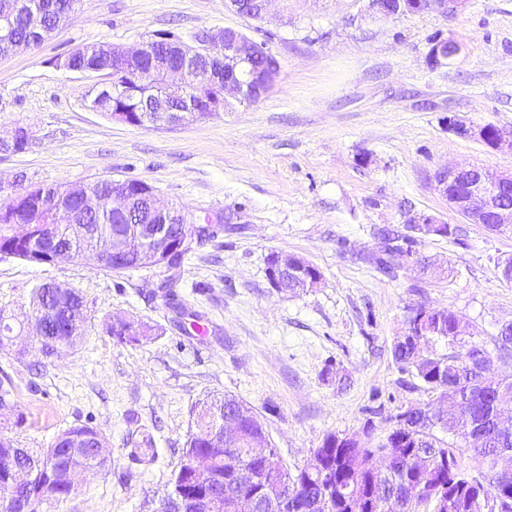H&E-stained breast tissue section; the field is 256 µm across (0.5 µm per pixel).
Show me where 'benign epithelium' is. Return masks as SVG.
<instances>
[{
  "instance_id": "benign-epithelium-1",
  "label": "benign epithelium",
  "mask_w": 512,
  "mask_h": 512,
  "mask_svg": "<svg viewBox=\"0 0 512 512\" xmlns=\"http://www.w3.org/2000/svg\"><path fill=\"white\" fill-rule=\"evenodd\" d=\"M270 0H262L259 15L246 10L242 0H228L227 6L236 13L249 17L265 18ZM467 4V0H396V5L389 12L384 11L376 0H367L366 12L370 16L394 17L406 12H419L431 10L443 15L460 11ZM185 57V65L179 69H170L163 63H157V68L141 73L129 67V64L138 60L143 53L150 50V42L143 41L134 48L122 46L112 47L118 63L112 67L92 70H81L67 66V63L56 58L53 66L65 73L82 74L94 79L92 85L93 98L90 109L99 111L97 105L103 96L119 97L128 93L132 86L158 85L161 91L154 96L150 109V125L158 124L177 125L197 117L189 113H179L170 107L173 97L184 96L188 85L192 82L199 84L196 97L199 107L194 109L198 113H220L228 105V99L240 103L251 104L262 97L274 81L280 69L276 57H271V64L261 71L248 70L245 64L253 57L267 53L266 47L254 41L243 32L224 28L220 30L202 29L192 36V43L181 42ZM462 51V47L454 40H442L432 43L431 58L439 63L446 64L455 59ZM448 130L463 137L474 138L491 149L498 150L507 147L512 150V134L501 129H493L490 125H468L463 121L451 117L448 119ZM436 189L446 197L448 208L468 224H484L488 217H493L494 223L500 225V231L512 228V205L502 203V193L506 189L512 190V172L485 170L471 165L447 166L434 175ZM126 181L114 180L112 185V212L133 213L140 207L139 197L130 194L124 189ZM65 199H76L91 211L102 209V200L93 192L89 184L66 187L63 193ZM148 205L153 215L162 220V224L155 227L141 229L142 235L149 241L155 250L171 256L175 246L172 241H191L188 235L189 222L185 213H180L178 224L169 222L173 207L159 201L156 191H150L147 196ZM52 207L56 213L65 217L66 223L80 228L75 223L71 210L42 193L35 203V208ZM301 265L300 258L285 254H277L276 268L268 270V277L277 281L278 272L294 271ZM8 472L12 475V492L14 498H20L21 492L28 483V473L22 466L15 464L11 459L6 461ZM190 467L199 481L208 483L212 470L209 461L203 457L191 459ZM182 512H214L215 501L210 496H201L195 499H181Z\"/></svg>"
}]
</instances>
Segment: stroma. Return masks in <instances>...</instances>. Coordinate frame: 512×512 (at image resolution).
<instances>
[{
    "instance_id": "1",
    "label": "stroma",
    "mask_w": 512,
    "mask_h": 512,
    "mask_svg": "<svg viewBox=\"0 0 512 512\" xmlns=\"http://www.w3.org/2000/svg\"><path fill=\"white\" fill-rule=\"evenodd\" d=\"M241 30L265 43L280 77L258 102L176 126L141 128L89 110L92 79L57 71L52 58L86 44L132 47L174 30ZM463 44L445 65L435 39ZM512 132V0H468L434 11L371 18L365 0H271L264 21L224 0H79L67 25L40 47L0 56V137L31 132L19 154L0 152V181L88 184L137 179L163 202L211 222L213 238L184 262L175 290L208 326L173 325L156 288L165 269L122 275L93 258L61 264L0 259V310L28 311L33 287L76 289L92 319L83 343L48 359L29 341L22 359L0 350L25 422L10 436L44 448L85 424L108 440L105 468L82 474L76 494L43 512H157L210 397L254 408L289 471L330 433L383 435L388 416L427 403L392 355L413 309L450 310L491 342L512 323V283L501 263L512 231L467 224L434 187L450 164L512 171V151L448 129L449 117ZM455 226L424 236L411 218ZM415 239L437 268L391 279L373 264L376 232ZM299 256L321 273L297 296L276 293L271 254ZM161 325L152 339L119 344L110 319ZM342 371L345 385L331 379ZM153 462H144V455Z\"/></svg>"
}]
</instances>
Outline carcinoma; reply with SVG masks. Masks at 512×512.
<instances>
[{
	"instance_id": "1",
	"label": "carcinoma",
	"mask_w": 512,
	"mask_h": 512,
	"mask_svg": "<svg viewBox=\"0 0 512 512\" xmlns=\"http://www.w3.org/2000/svg\"><path fill=\"white\" fill-rule=\"evenodd\" d=\"M72 0H0V8L14 11L11 35L21 41L43 31L59 30L70 19ZM154 51L170 64L180 61L178 49L161 34ZM74 67H102L112 57L89 51L71 55ZM28 225L26 237L14 235L9 222ZM84 234L78 236L60 224L47 209L17 207L0 210V258L12 257L35 264H58L72 260L86 249L105 253L113 239L123 237L125 253L115 255L103 269L120 275L141 269L146 248L140 227L110 211L88 213ZM416 230L448 237L457 231L449 224H418ZM382 236L379 250L370 256L377 269L391 279L398 277L412 247L389 246ZM303 276H288L278 293L305 289V280L318 273L302 262ZM54 300L45 285L32 289L30 307L38 310ZM82 295L60 300L43 336L42 355L51 359L73 350L85 338L89 317ZM414 335L399 336L393 358L402 371L415 377L433 400L448 401V412L429 419L420 412L400 410L395 425L371 444V429L357 441L351 435L328 434L306 463L291 473L273 448L263 423L253 408L224 397L201 406L195 414L197 432L189 435L179 469L174 472L164 503L175 510L180 494L195 486L187 467L193 456L208 459L220 483L209 489L219 498L218 512H233L242 498L254 499L256 512H267L273 499L288 498L294 512H512V471H500L497 451L512 448V428L502 430L498 417L512 411V377H493L500 366L512 363V323L501 326L492 344L474 342L471 325L447 310L418 307L410 318ZM150 325L115 320L107 332L119 344H137L150 339ZM9 376L0 378V416L12 415L14 425L24 423L12 400ZM232 423L224 424V416ZM103 433L87 425L70 427L46 448H24L19 440L0 433V462L17 458L31 470L28 490L13 512H41L51 501H63L77 491L67 470L91 471L104 465L99 455ZM250 470L257 476L251 486L240 481Z\"/></svg>"
}]
</instances>
